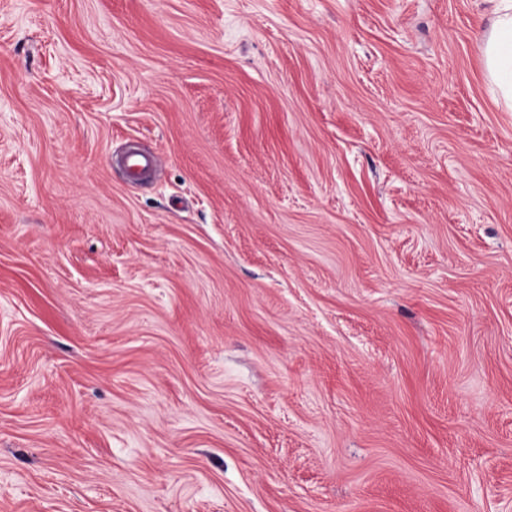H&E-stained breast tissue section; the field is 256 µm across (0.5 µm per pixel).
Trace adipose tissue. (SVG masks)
<instances>
[{"label":"adipose tissue","mask_w":512,"mask_h":512,"mask_svg":"<svg viewBox=\"0 0 512 512\" xmlns=\"http://www.w3.org/2000/svg\"><path fill=\"white\" fill-rule=\"evenodd\" d=\"M487 78L501 97L512 101V0H497L495 19L483 49Z\"/></svg>","instance_id":"1"}]
</instances>
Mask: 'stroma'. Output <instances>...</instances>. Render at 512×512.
Returning a JSON list of instances; mask_svg holds the SVG:
<instances>
[{
    "label": "stroma",
    "instance_id": "35a3bbf8",
    "mask_svg": "<svg viewBox=\"0 0 512 512\" xmlns=\"http://www.w3.org/2000/svg\"><path fill=\"white\" fill-rule=\"evenodd\" d=\"M491 10L0 0V512H512Z\"/></svg>",
    "mask_w": 512,
    "mask_h": 512
}]
</instances>
